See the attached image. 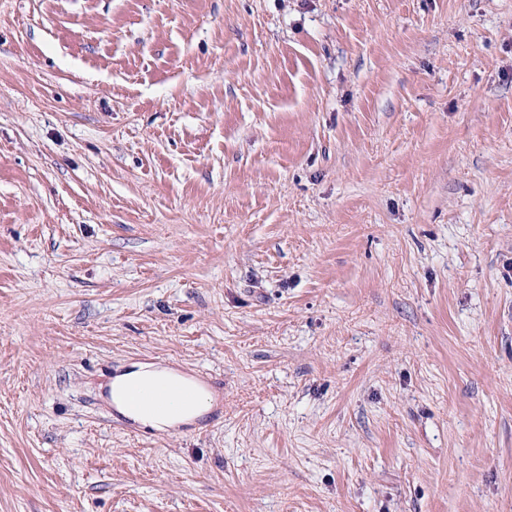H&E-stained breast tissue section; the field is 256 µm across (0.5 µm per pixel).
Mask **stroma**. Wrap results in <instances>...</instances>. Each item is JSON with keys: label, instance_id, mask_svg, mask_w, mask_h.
Returning a JSON list of instances; mask_svg holds the SVG:
<instances>
[{"label": "stroma", "instance_id": "1", "mask_svg": "<svg viewBox=\"0 0 512 512\" xmlns=\"http://www.w3.org/2000/svg\"><path fill=\"white\" fill-rule=\"evenodd\" d=\"M0 512H512V0H0ZM182 378L173 368L153 365L133 364L126 371L111 378L108 383V401L115 408L150 430L165 432L186 424L194 423L204 416L212 407L213 398L207 390L199 388L197 396L195 389L182 382H174L166 390L181 397L184 402H194L187 407H180L168 412L136 411L129 408L125 401L126 391L133 386L149 385L164 380Z\"/></svg>", "mask_w": 512, "mask_h": 512}]
</instances>
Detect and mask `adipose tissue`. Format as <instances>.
I'll use <instances>...</instances> for the list:
<instances>
[{"label":"adipose tissue","instance_id":"adipose-tissue-1","mask_svg":"<svg viewBox=\"0 0 512 512\" xmlns=\"http://www.w3.org/2000/svg\"><path fill=\"white\" fill-rule=\"evenodd\" d=\"M176 369L153 365L135 364L126 371L110 379L108 383V401L115 408L150 430L165 432L180 426L194 423L204 416L212 407L213 398L205 389H198L194 402L187 407H180L168 412L136 411L125 401L126 391L133 386L149 385L164 380L177 378Z\"/></svg>","mask_w":512,"mask_h":512}]
</instances>
